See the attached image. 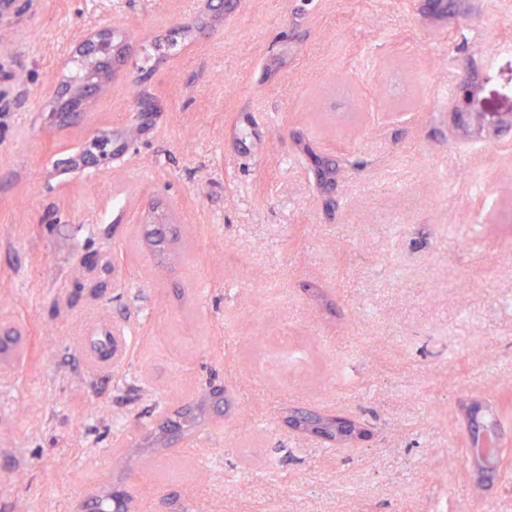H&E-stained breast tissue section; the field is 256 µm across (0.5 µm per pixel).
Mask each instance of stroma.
I'll return each instance as SVG.
<instances>
[{"mask_svg":"<svg viewBox=\"0 0 512 512\" xmlns=\"http://www.w3.org/2000/svg\"><path fill=\"white\" fill-rule=\"evenodd\" d=\"M190 35L54 131L91 27ZM512 0H30L0 22V512H512ZM474 88L467 109L457 91ZM164 110L135 120L131 87ZM101 134L123 143L85 162ZM332 159L320 187L301 150ZM176 253L145 240L153 209ZM303 359L270 367L279 337ZM205 424L143 452L160 419ZM294 409L365 423L339 448ZM125 420L114 428V418ZM293 417V414H289L288 419H286V422L291 429L303 434L312 435L336 445L337 447H356L369 438V432L366 431V428L361 424V422L352 417L344 415L330 416L334 418L323 417L336 422V432L332 436L316 433L312 429L305 427L298 421H295Z\"/></svg>","mask_w":512,"mask_h":512,"instance_id":"1","label":"stroma"}]
</instances>
